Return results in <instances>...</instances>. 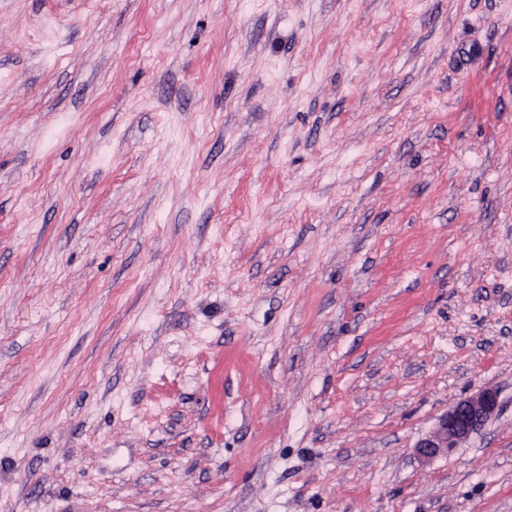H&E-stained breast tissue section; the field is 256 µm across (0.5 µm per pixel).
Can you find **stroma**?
Instances as JSON below:
<instances>
[{
  "label": "stroma",
  "mask_w": 512,
  "mask_h": 512,
  "mask_svg": "<svg viewBox=\"0 0 512 512\" xmlns=\"http://www.w3.org/2000/svg\"><path fill=\"white\" fill-rule=\"evenodd\" d=\"M0 512H512V0H0ZM497 408V393L490 388L456 401L439 417L434 427L417 440L415 455L424 463L447 455L449 448H457L480 431Z\"/></svg>",
  "instance_id": "35a3bbf8"
}]
</instances>
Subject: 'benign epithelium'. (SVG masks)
<instances>
[{
	"label": "benign epithelium",
	"instance_id": "7a95c632",
	"mask_svg": "<svg viewBox=\"0 0 512 512\" xmlns=\"http://www.w3.org/2000/svg\"><path fill=\"white\" fill-rule=\"evenodd\" d=\"M498 408L496 391L486 388L453 403L434 427L415 444V455L422 462L448 454L471 435L480 431Z\"/></svg>",
	"mask_w": 512,
	"mask_h": 512
}]
</instances>
